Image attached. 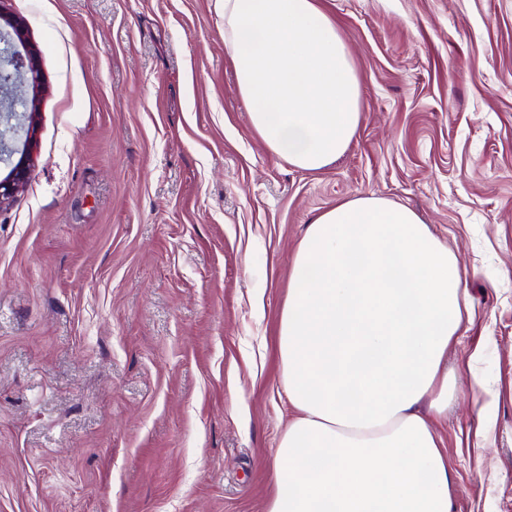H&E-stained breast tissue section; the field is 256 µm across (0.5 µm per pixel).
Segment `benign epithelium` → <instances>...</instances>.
Segmentation results:
<instances>
[{
	"label": "benign epithelium",
	"instance_id": "obj_1",
	"mask_svg": "<svg viewBox=\"0 0 512 512\" xmlns=\"http://www.w3.org/2000/svg\"><path fill=\"white\" fill-rule=\"evenodd\" d=\"M0 160L11 165L0 177V207L24 187L31 170L42 76L36 54L27 46L24 27L0 14ZM25 112L15 111L16 103Z\"/></svg>",
	"mask_w": 512,
	"mask_h": 512
}]
</instances>
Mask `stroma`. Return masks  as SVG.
Instances as JSON below:
<instances>
[{
  "mask_svg": "<svg viewBox=\"0 0 512 512\" xmlns=\"http://www.w3.org/2000/svg\"><path fill=\"white\" fill-rule=\"evenodd\" d=\"M321 4L363 120L308 172L254 132L215 0H0L43 83L0 206V512H263L293 258L364 196L467 270L450 512H512V0Z\"/></svg>",
  "mask_w": 512,
  "mask_h": 512,
  "instance_id": "obj_1",
  "label": "stroma"
}]
</instances>
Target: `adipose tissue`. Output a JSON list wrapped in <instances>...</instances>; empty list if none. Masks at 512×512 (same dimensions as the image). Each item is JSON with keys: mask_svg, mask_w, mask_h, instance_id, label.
<instances>
[{"mask_svg": "<svg viewBox=\"0 0 512 512\" xmlns=\"http://www.w3.org/2000/svg\"><path fill=\"white\" fill-rule=\"evenodd\" d=\"M252 127L318 171L362 120L360 82L318 0H217ZM466 272L411 209L358 197L308 225L280 315L294 417L273 450L265 512H449L448 347L468 309Z\"/></svg>", "mask_w": 512, "mask_h": 512, "instance_id": "adipose-tissue-1", "label": "adipose tissue"}]
</instances>
